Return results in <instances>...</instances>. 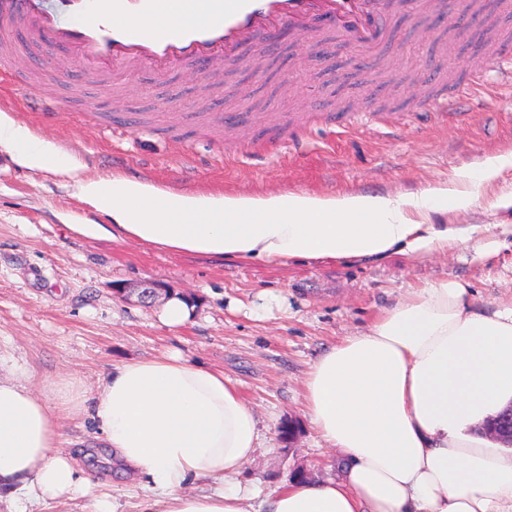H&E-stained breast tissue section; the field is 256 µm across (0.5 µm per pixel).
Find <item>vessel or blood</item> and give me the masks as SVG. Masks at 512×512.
Segmentation results:
<instances>
[{"label":"vessel or blood","mask_w":512,"mask_h":512,"mask_svg":"<svg viewBox=\"0 0 512 512\" xmlns=\"http://www.w3.org/2000/svg\"><path fill=\"white\" fill-rule=\"evenodd\" d=\"M0 0V33L20 29L35 43L68 46L79 69L108 75L164 72L205 56L209 66L236 59L260 30L284 22L309 28L314 15L334 19L364 0Z\"/></svg>","instance_id":"b4317fda"}]
</instances>
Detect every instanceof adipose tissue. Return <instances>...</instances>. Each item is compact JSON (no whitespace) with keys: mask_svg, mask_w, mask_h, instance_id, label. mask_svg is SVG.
Segmentation results:
<instances>
[{"mask_svg":"<svg viewBox=\"0 0 512 512\" xmlns=\"http://www.w3.org/2000/svg\"><path fill=\"white\" fill-rule=\"evenodd\" d=\"M0 148L27 168L74 177L123 236L173 251L269 263L431 256L476 224H435L469 209L512 169V152L421 193L240 195L162 190L125 176H78L71 155L0 113ZM308 417L342 457V476L295 482L254 502L236 478L259 446V420L223 372L173 355L124 365L96 390L0 361V490L13 512L88 495L60 453L61 416L91 419L118 462L144 476L154 512H512V451L467 429L512 398V307L472 305L457 282L414 290L364 333L330 347L307 379ZM207 492L188 494L189 481Z\"/></svg>","mask_w":512,"mask_h":512,"instance_id":"adipose-tissue-1","label":"adipose tissue"}]
</instances>
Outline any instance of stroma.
<instances>
[{
	"label": "stroma",
	"mask_w": 512,
	"mask_h": 512,
	"mask_svg": "<svg viewBox=\"0 0 512 512\" xmlns=\"http://www.w3.org/2000/svg\"><path fill=\"white\" fill-rule=\"evenodd\" d=\"M440 27L412 5L396 10L375 47H338L307 67L303 36L278 43L266 74L243 88L236 77L205 80L196 64L159 74L82 77L68 52L8 36L0 56V113L73 155L85 177L141 179L163 190L223 193L419 192L512 151V80L494 58L512 60V0H446ZM481 72V95L457 94ZM456 98L440 115L431 88ZM35 91L52 117L23 107ZM239 112L221 134L202 109ZM483 230L448 253L393 254L347 264H265L158 249L124 237L75 232L109 224L66 177L19 165L0 150V359L23 360L38 382L77 379L95 389L113 368L177 354L223 371L260 421V446L241 485L266 494L295 478L338 479L332 454L307 415L305 382L332 345L367 331L381 311L417 288L456 281L481 308L512 305V217L487 197L452 215ZM155 285L151 303L136 289ZM193 311L181 325L162 319L172 298ZM62 447L92 491L116 512H142V481L111 464L90 421L63 423Z\"/></svg>",
	"instance_id": "obj_1"
}]
</instances>
